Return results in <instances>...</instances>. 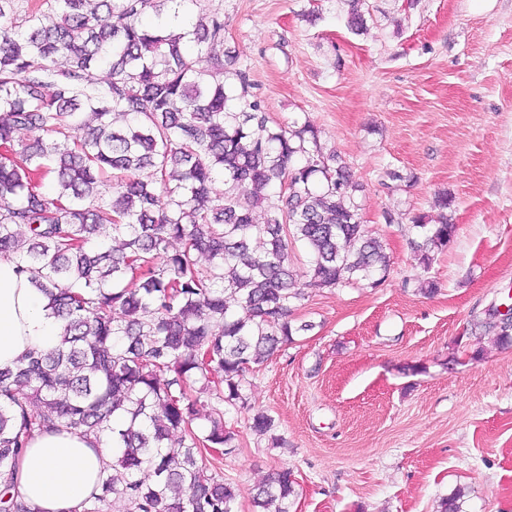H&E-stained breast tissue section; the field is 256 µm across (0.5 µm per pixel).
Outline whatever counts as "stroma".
I'll return each mask as SVG.
<instances>
[{
	"instance_id": "stroma-1",
	"label": "stroma",
	"mask_w": 512,
	"mask_h": 512,
	"mask_svg": "<svg viewBox=\"0 0 512 512\" xmlns=\"http://www.w3.org/2000/svg\"><path fill=\"white\" fill-rule=\"evenodd\" d=\"M198 0L220 10L224 46L278 122L309 117L358 184L366 230L390 257L378 286L308 284V324L249 377L253 408L283 441L226 416L236 450L216 462L253 512L258 485L288 467L290 512H512V346L484 328L512 287V0ZM448 192L457 232L430 267L409 245ZM437 293L421 294L423 282Z\"/></svg>"
}]
</instances>
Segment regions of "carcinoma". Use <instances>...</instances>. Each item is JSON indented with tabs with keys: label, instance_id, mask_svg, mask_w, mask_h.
<instances>
[{
	"label": "carcinoma",
	"instance_id": "obj_1",
	"mask_svg": "<svg viewBox=\"0 0 512 512\" xmlns=\"http://www.w3.org/2000/svg\"><path fill=\"white\" fill-rule=\"evenodd\" d=\"M15 2L0 0V256L63 332L0 368V512H38L13 493L19 459L35 436L64 431L112 451L82 512L114 499L123 512H234L236 488L208 459L234 451L224 416L250 408L251 372L314 328L289 320L305 297L293 245L317 288L375 286L389 256L313 123L274 122L252 98L224 50L223 12L180 35L148 17L197 0H30L22 15ZM75 125L86 132L72 143ZM450 205L440 193L436 223L413 218L426 268L455 236ZM204 392L214 404L198 428ZM274 427L251 417L277 447ZM294 494L285 468L253 504L290 512Z\"/></svg>",
	"mask_w": 512,
	"mask_h": 512
}]
</instances>
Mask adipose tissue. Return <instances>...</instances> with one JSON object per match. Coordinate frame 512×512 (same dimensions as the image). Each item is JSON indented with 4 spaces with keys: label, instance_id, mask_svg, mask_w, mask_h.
Listing matches in <instances>:
<instances>
[{
    "label": "adipose tissue",
    "instance_id": "1",
    "mask_svg": "<svg viewBox=\"0 0 512 512\" xmlns=\"http://www.w3.org/2000/svg\"><path fill=\"white\" fill-rule=\"evenodd\" d=\"M60 331L45 295L16 273L13 260L0 257V367L28 348L52 346ZM109 461V449L80 435L41 434L20 459L16 489L39 512H80Z\"/></svg>",
    "mask_w": 512,
    "mask_h": 512
}]
</instances>
